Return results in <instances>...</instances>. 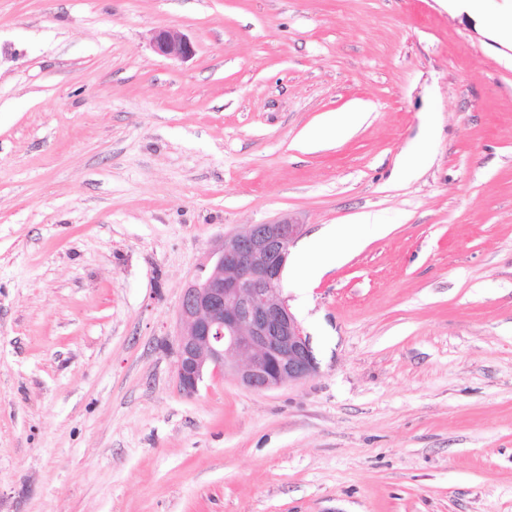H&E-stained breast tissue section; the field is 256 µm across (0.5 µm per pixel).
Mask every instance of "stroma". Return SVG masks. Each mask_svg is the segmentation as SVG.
Instances as JSON below:
<instances>
[{"label": "stroma", "mask_w": 512, "mask_h": 512, "mask_svg": "<svg viewBox=\"0 0 512 512\" xmlns=\"http://www.w3.org/2000/svg\"><path fill=\"white\" fill-rule=\"evenodd\" d=\"M361 213L283 274L317 373L184 395L215 246ZM0 512H512V44L448 0H0ZM151 46L156 54L178 61H187L196 53L195 45L188 37L170 28L155 30ZM364 112H336L327 116L320 126L310 129L305 137L309 144L320 146L324 139L326 129L336 132V135H344L351 132L357 125ZM346 225L354 224H328L320 229L310 242L298 249L296 258L309 277H320L346 260L347 253L338 247V243L347 237L348 226ZM315 245L322 246L323 253L317 263L311 264L309 257L311 249Z\"/></svg>", "instance_id": "obj_1"}]
</instances>
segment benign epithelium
I'll return each instance as SVG.
<instances>
[{
	"label": "benign epithelium",
	"mask_w": 512,
	"mask_h": 512,
	"mask_svg": "<svg viewBox=\"0 0 512 512\" xmlns=\"http://www.w3.org/2000/svg\"><path fill=\"white\" fill-rule=\"evenodd\" d=\"M154 52L187 61L193 42L180 32H153ZM302 224L290 216L250 224L212 252L209 274L183 290L176 372L180 389L195 395L207 372L232 375L258 392L314 376L318 362L301 324L279 290L290 247Z\"/></svg>",
	"instance_id": "obj_1"
}]
</instances>
